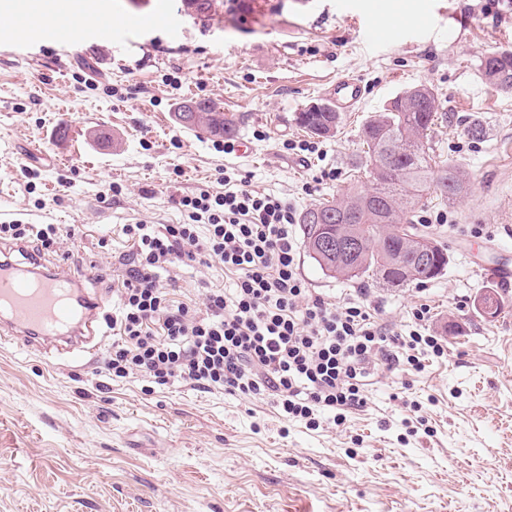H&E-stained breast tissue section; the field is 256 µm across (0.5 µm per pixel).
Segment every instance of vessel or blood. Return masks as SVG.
Segmentation results:
<instances>
[{
    "mask_svg": "<svg viewBox=\"0 0 512 512\" xmlns=\"http://www.w3.org/2000/svg\"><path fill=\"white\" fill-rule=\"evenodd\" d=\"M80 21L84 28L107 35L121 26L109 0H99ZM326 96L346 109L362 103L366 89L359 80L344 77L327 87ZM107 302L101 293H89L67 265L47 266L21 243L12 252L0 248V338L21 336L53 354L94 359L102 344L97 320Z\"/></svg>",
    "mask_w": 512,
    "mask_h": 512,
    "instance_id": "1",
    "label": "vessel or blood"
}]
</instances>
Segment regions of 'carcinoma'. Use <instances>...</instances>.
Here are the masks:
<instances>
[{
  "label": "carcinoma",
  "mask_w": 512,
  "mask_h": 512,
  "mask_svg": "<svg viewBox=\"0 0 512 512\" xmlns=\"http://www.w3.org/2000/svg\"><path fill=\"white\" fill-rule=\"evenodd\" d=\"M481 71L492 84L512 86V50L493 51L481 60ZM440 102L435 90L420 84L403 91L362 127L370 159L371 183L350 188L338 197L306 209L301 217L304 245L321 270L346 279L373 277L387 285L404 287L436 279L448 265L446 248L434 243L431 264L415 261L414 243L430 238L417 220L431 196L452 199L468 189L467 175L456 165L436 162L427 147L428 132L437 120ZM205 132L231 137L234 121L215 102L202 108ZM297 123L317 136L336 133L341 116L329 103L317 111L307 106ZM360 234L363 249L348 261L319 253L318 244L329 234Z\"/></svg>",
  "instance_id": "cac0c4a2"
}]
</instances>
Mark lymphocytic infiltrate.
I'll return each mask as SVG.
<instances>
[{
	"mask_svg": "<svg viewBox=\"0 0 512 512\" xmlns=\"http://www.w3.org/2000/svg\"><path fill=\"white\" fill-rule=\"evenodd\" d=\"M182 224H127L131 266L112 292L113 378L138 376L270 400L288 421L340 426L365 404L366 378L404 364L422 371L445 348L427 335L426 306L405 332L380 322L375 306L336 304L309 288L299 271L297 213L285 197L225 177L220 191L179 201ZM221 268L231 288H204L201 302L173 300L163 273L176 264Z\"/></svg>",
	"mask_w": 512,
	"mask_h": 512,
	"instance_id": "obj_1",
	"label": "lymphocytic infiltrate"
}]
</instances>
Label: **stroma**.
I'll list each match as a JSON object with an SVG mask.
<instances>
[{
    "mask_svg": "<svg viewBox=\"0 0 512 512\" xmlns=\"http://www.w3.org/2000/svg\"><path fill=\"white\" fill-rule=\"evenodd\" d=\"M111 7L126 29L108 39L81 28L65 45L47 25L18 35L16 13L0 10V223L75 230L45 260L108 295L131 254L123 226L182 223L180 199L224 174L300 212L367 183L362 124L426 84L440 99L428 144L469 177L466 194L419 214L441 232L444 275L403 288L336 279L306 252L301 272L400 329L430 305L427 332L445 353L419 373H375L344 426L312 431L266 399L112 379L108 340L91 362L2 345L0 512H512V290L483 272L512 260V90L480 70L489 52L512 50V0H214L201 16L187 0ZM380 9L399 31L369 34ZM154 12L176 14L181 33L139 26ZM422 13L424 30L410 23ZM347 76L368 97L319 139L321 156L285 150L307 137L298 112ZM203 96L234 119L250 155L218 152L216 138L176 123L178 104ZM62 123L71 135L59 140ZM330 167L335 179L302 192ZM176 274L179 300L234 280L218 268ZM486 297L495 316L475 309Z\"/></svg>",
    "mask_w": 512,
    "mask_h": 512,
    "instance_id": "stroma-1",
    "label": "stroma"
}]
</instances>
